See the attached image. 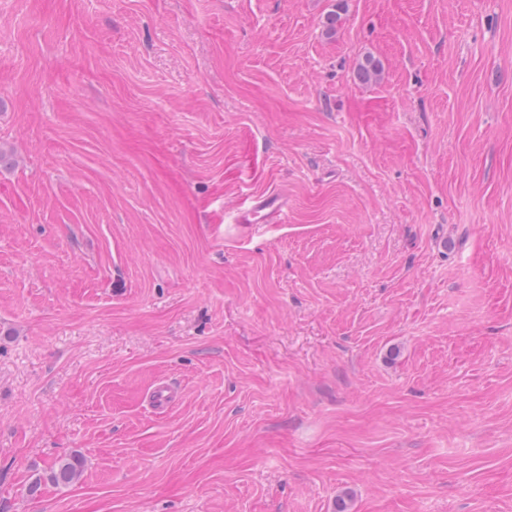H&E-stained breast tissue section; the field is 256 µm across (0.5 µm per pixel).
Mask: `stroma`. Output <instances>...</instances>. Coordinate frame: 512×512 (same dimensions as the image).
I'll use <instances>...</instances> for the list:
<instances>
[{"mask_svg": "<svg viewBox=\"0 0 512 512\" xmlns=\"http://www.w3.org/2000/svg\"><path fill=\"white\" fill-rule=\"evenodd\" d=\"M0 150V512H512V0H0ZM232 221L236 224L288 223V196L282 191L254 195ZM82 462L79 457L72 456L56 461L51 467L50 481L58 486H69L80 475Z\"/></svg>", "mask_w": 512, "mask_h": 512, "instance_id": "stroma-1", "label": "stroma"}]
</instances>
